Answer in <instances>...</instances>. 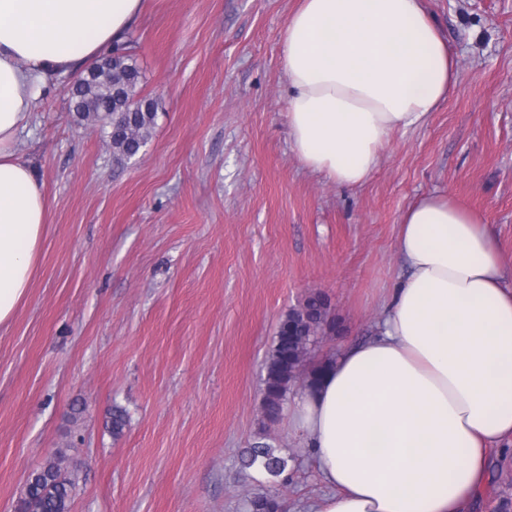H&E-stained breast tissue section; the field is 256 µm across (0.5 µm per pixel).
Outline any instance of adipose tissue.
Listing matches in <instances>:
<instances>
[{"label":"adipose tissue","mask_w":512,"mask_h":512,"mask_svg":"<svg viewBox=\"0 0 512 512\" xmlns=\"http://www.w3.org/2000/svg\"><path fill=\"white\" fill-rule=\"evenodd\" d=\"M144 0H0V327L26 298L49 201L15 146L42 85L125 42ZM300 162L363 185L394 133L422 127L458 79L423 0H299L280 40ZM407 272L376 336L327 358L289 428L328 494L311 512H464L512 437V289L483 219L428 193L403 212Z\"/></svg>","instance_id":"adipose-tissue-1"}]
</instances>
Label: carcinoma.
<instances>
[{
  "label": "carcinoma",
  "mask_w": 512,
  "mask_h": 512,
  "mask_svg": "<svg viewBox=\"0 0 512 512\" xmlns=\"http://www.w3.org/2000/svg\"><path fill=\"white\" fill-rule=\"evenodd\" d=\"M141 71L128 47H118L88 68L71 87V108L85 120L95 116L110 121L108 137L118 163L134 157L146 143L156 116V101L139 95ZM336 330L329 318L327 299L318 294L288 312L282 320L264 382L265 409L269 416L281 410L291 384L302 371L305 382L313 383L318 367L306 368L308 347L316 336ZM244 469L263 470L272 481L285 472L288 460L269 444L247 449L241 457ZM74 483L53 461L34 471L26 486L23 512H69ZM281 501L274 494L257 495L249 502L250 512H278Z\"/></svg>",
  "instance_id": "1"
}]
</instances>
